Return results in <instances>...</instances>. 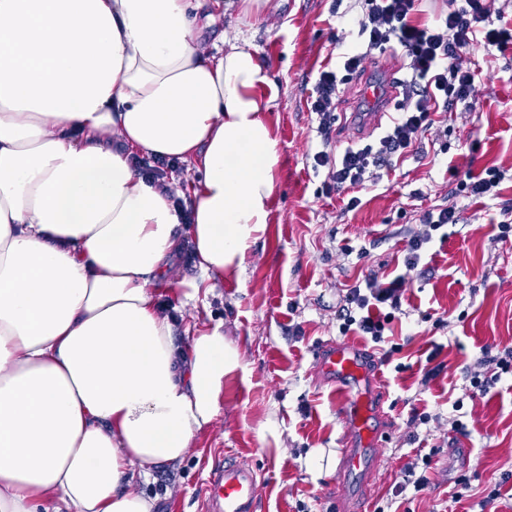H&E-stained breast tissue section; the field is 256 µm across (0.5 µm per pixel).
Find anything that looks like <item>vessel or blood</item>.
Here are the masks:
<instances>
[{"instance_id": "b4317fda", "label": "vessel or blood", "mask_w": 512, "mask_h": 512, "mask_svg": "<svg viewBox=\"0 0 512 512\" xmlns=\"http://www.w3.org/2000/svg\"><path fill=\"white\" fill-rule=\"evenodd\" d=\"M387 104L385 85L370 80L363 97L365 110H383ZM322 372L336 381V414L345 424L351 441L341 449L340 476L347 486L355 488L351 501L353 512H367V499L362 491L375 479L380 460L375 454L383 433L375 420L380 408L374 402L376 391L382 390L376 355L360 346L331 343L319 354ZM257 473L248 464L236 461L215 469L204 484L201 495L209 512H254Z\"/></svg>"}]
</instances>
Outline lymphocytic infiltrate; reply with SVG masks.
Instances as JSON below:
<instances>
[{
  "label": "lymphocytic infiltrate",
  "mask_w": 512,
  "mask_h": 512,
  "mask_svg": "<svg viewBox=\"0 0 512 512\" xmlns=\"http://www.w3.org/2000/svg\"><path fill=\"white\" fill-rule=\"evenodd\" d=\"M417 0H364L356 17L340 13V22H352L357 32L355 46L342 54L337 69L321 71L310 100L309 110L315 114L316 132L321 148L313 155L315 167L329 168L334 184L340 189L365 188L376 184L381 173L395 160L404 157L420 140L436 112L456 106L472 109L481 78L479 68L464 66V49L474 41H482L487 49L504 51L512 42L506 30L492 27L491 6L487 0H466L464 6L449 8L442 24L420 27L410 16ZM388 52L402 59L403 74L394 78L392 87L401 97L397 113L388 128L375 140L334 152L337 110L341 101L339 72H361L364 59L372 51ZM456 205L426 211L420 226L407 241L405 267L417 269L422 255L442 226L457 223ZM405 275L387 282L366 278L363 284L348 288L338 310L340 333L356 332L383 342L386 327L402 310ZM480 372L470 378L464 400L455 401V414L448 422L456 432L466 426L457 412L465 399L486 395L492 381L512 374V349L500 353L484 351Z\"/></svg>",
  "instance_id": "1"
}]
</instances>
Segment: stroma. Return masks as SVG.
Segmentation results:
<instances>
[{"label":"stroma","mask_w":512,"mask_h":512,"mask_svg":"<svg viewBox=\"0 0 512 512\" xmlns=\"http://www.w3.org/2000/svg\"><path fill=\"white\" fill-rule=\"evenodd\" d=\"M335 4L275 0L262 26L249 27L230 11L202 32L208 46L223 38L248 42L268 69L278 94L269 120L281 168L271 221L241 278L214 280L203 302L181 306L197 276L194 255L184 250L157 289L180 345H189L194 323L219 324L239 353L216 421L181 463L151 466L148 480L134 483V491L157 498V512H205L202 484L229 458L256 469V512H344L336 478L348 431L318 354L341 339L336 314L346 289L371 275L401 273L408 276L403 312L375 347L388 393L372 506L382 512L404 467L428 455L427 487L406 491L397 512H478L494 488V512H512V377L502 376L487 395L463 398L483 350L512 348V237L499 236L512 223V46L489 56L481 43L470 45L465 61L483 68L474 109L434 115L417 151L360 190L350 210V191L336 190L327 169L314 166L319 140L308 109L319 72L335 67L356 39L337 20ZM490 167L503 173L493 194L461 191L462 174ZM452 202L459 223L435 232L419 271L406 273L407 240L420 215ZM459 399L463 434L448 425ZM415 410L429 423L410 425ZM458 444L467 455L454 453ZM462 475L468 488L454 504Z\"/></svg>","instance_id":"35a3bbf8"}]
</instances>
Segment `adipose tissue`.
<instances>
[{
    "label": "adipose tissue",
    "mask_w": 512,
    "mask_h": 512,
    "mask_svg": "<svg viewBox=\"0 0 512 512\" xmlns=\"http://www.w3.org/2000/svg\"><path fill=\"white\" fill-rule=\"evenodd\" d=\"M196 0H0V512H153L239 364L188 347L154 289L186 225L184 303L240 276L270 220L277 91L248 43L208 50ZM196 171L158 188L135 159Z\"/></svg>",
    "instance_id": "1"
}]
</instances>
